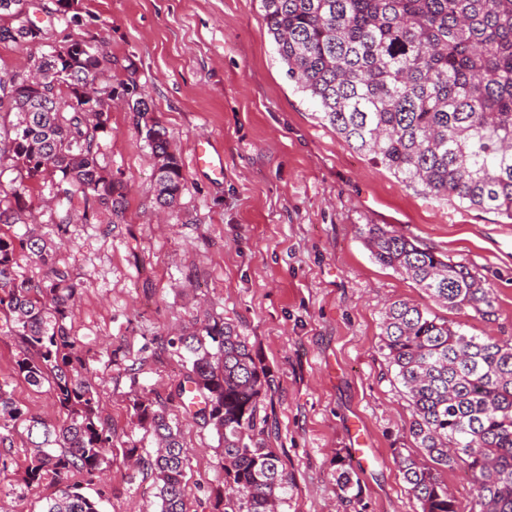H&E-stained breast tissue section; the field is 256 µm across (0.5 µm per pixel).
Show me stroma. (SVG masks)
Masks as SVG:
<instances>
[{"label": "stroma", "mask_w": 512, "mask_h": 512, "mask_svg": "<svg viewBox=\"0 0 512 512\" xmlns=\"http://www.w3.org/2000/svg\"><path fill=\"white\" fill-rule=\"evenodd\" d=\"M78 23L55 0H28L12 27L34 24L46 44L84 39L112 63L114 80L134 68L153 115L181 158L187 189L172 209L154 195L156 160L121 94L106 106L104 163L125 194V221L58 231L49 189L26 198L27 214L55 246L59 266L82 288L71 339L83 354L102 415L114 431L100 479L71 480L102 512H155L153 479L127 465L126 441L156 444L137 424L133 401L159 393L180 431L188 463V512H211L223 486L212 427L178 398L182 360L170 338L211 314L245 336L278 385L269 396V444L294 476L285 512H338L336 468L346 460L365 512H416L395 449L412 447L411 407L379 348L385 308L409 301L474 336L512 338V220L405 186L320 118V108L281 60L260 0H75ZM224 169L194 167L197 148ZM386 224L422 248L467 265L492 288L494 316L430 303L416 283L376 263L361 228ZM18 350L0 325V382L21 407L57 422L48 387L13 371ZM363 434L367 464L352 448ZM29 456L21 433L0 443V512H41L56 486H19Z\"/></svg>", "instance_id": "1"}]
</instances>
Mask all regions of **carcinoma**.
Listing matches in <instances>:
<instances>
[{
	"instance_id": "obj_1",
	"label": "carcinoma",
	"mask_w": 512,
	"mask_h": 512,
	"mask_svg": "<svg viewBox=\"0 0 512 512\" xmlns=\"http://www.w3.org/2000/svg\"><path fill=\"white\" fill-rule=\"evenodd\" d=\"M263 17L298 88L319 104L349 146L408 187L512 220V0H261ZM29 75L0 78V166L18 185L0 198V223H25L26 182L40 179L59 199L55 223H124V193L105 173L102 134L110 112L112 68L97 48L77 47L67 59L42 54ZM97 86L86 112L80 85ZM137 128L156 159V202L175 206L186 189L168 131L148 123L145 90L127 74L120 82ZM82 198V213L72 207ZM364 241L379 264L411 278L450 310L488 318L496 298L464 264L420 247L383 224H368ZM30 253L46 267L26 274ZM81 284L57 266L41 239L0 232V314L20 345L16 369L33 386L48 383L62 422L31 416L0 384V435L24 426L30 448L22 477L33 489L50 479L58 493L42 512H100L99 502L69 482H90L112 454V428L101 418L98 392L71 341L67 319ZM186 363L180 395L223 444L224 487L213 512H283L292 473L276 449L265 400L274 372L256 360L247 339L220 318L207 319L170 341ZM380 347L411 407L408 432L418 453L395 450V463L419 512H461L443 474L457 465L475 488L471 512H512V340L473 336L428 308L406 301L386 307ZM137 423L157 449L148 459L136 442L126 459L150 471L157 512H187V452L157 398L133 403ZM336 487L344 512L365 509L362 487L341 460Z\"/></svg>"
}]
</instances>
